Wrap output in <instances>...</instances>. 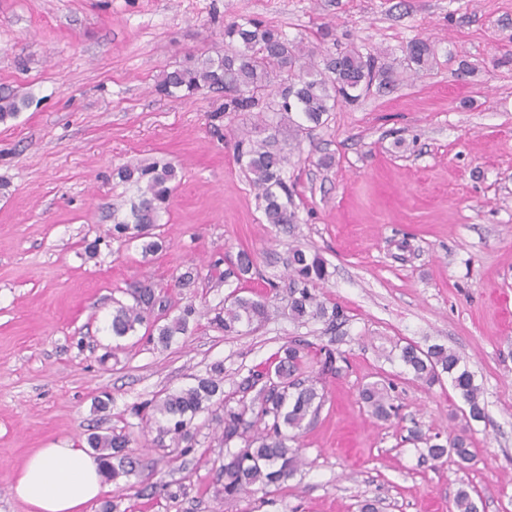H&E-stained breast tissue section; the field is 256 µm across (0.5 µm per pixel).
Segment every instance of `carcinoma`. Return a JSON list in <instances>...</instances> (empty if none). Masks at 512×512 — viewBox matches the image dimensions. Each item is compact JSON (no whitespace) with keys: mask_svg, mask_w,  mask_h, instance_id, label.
I'll return each instance as SVG.
<instances>
[{"mask_svg":"<svg viewBox=\"0 0 512 512\" xmlns=\"http://www.w3.org/2000/svg\"><path fill=\"white\" fill-rule=\"evenodd\" d=\"M305 48L288 40L277 28L264 21L247 18L224 25V54L191 57L188 62L164 71L155 85L163 95L178 91L192 96L203 90L224 91V111L253 112L268 135L260 140L245 137L238 141L236 162L248 175L261 203L266 222L275 226L294 224L295 210L288 196L282 171L288 158L278 142L279 126L269 113L298 114L301 122L316 126L340 103H353L367 96L375 80H393L394 73L377 66L376 59L355 47H345L321 55L318 62L306 60ZM407 66L414 71H427L434 62V49L423 39L411 41L405 49ZM29 104V98L0 94V122L17 115ZM119 178L137 188V201L124 218H113L112 234L142 241V251L149 253L158 244L151 240V230L161 221V213L175 186L176 169L168 162L127 166ZM288 278V310L297 323L321 321L331 327L342 317L341 310L331 308L316 294V285L325 280L326 264L317 253L299 247L291 248L286 259ZM132 303L119 304L112 310L108 330L123 338L134 334L148 323L160 302L153 282L145 279L129 289ZM268 300L257 294L244 297L238 290L224 298V307L215 312L211 323L226 333L239 328H257L267 317ZM196 309L189 305L163 325L154 326L157 343L168 346L174 337L188 331ZM308 346L292 342L275 353L273 361L261 370H251L239 385L241 398L236 405L224 398V367L212 365L195 384L155 397L144 404L145 418L158 424L159 436L169 437L186 448L193 447V421L214 407L222 428L226 454L220 466L217 494L224 501L235 500L252 489L264 490L279 485L304 465L299 441L304 422L314 418L323 404V394L315 377L299 378ZM321 373L339 372L338 363L346 361L339 351L318 349ZM399 359L413 377L433 385L448 375L453 388L462 398L465 422L484 418L481 388L459 354L442 345L423 349L406 344L400 347ZM392 383L373 382L362 388L360 398L368 413L377 419H388L395 411ZM241 442L233 450L231 444ZM87 444L103 465L106 478L116 481L136 472L137 460L132 456L131 439L125 433H91ZM424 456L440 461L453 455L459 464L472 461L473 454L462 434L448 438L447 444L425 439ZM456 512H478V505L465 488L454 497Z\"/></svg>","mask_w":512,"mask_h":512,"instance_id":"obj_1","label":"carcinoma"}]
</instances>
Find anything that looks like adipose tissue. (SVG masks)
<instances>
[{
  "mask_svg": "<svg viewBox=\"0 0 512 512\" xmlns=\"http://www.w3.org/2000/svg\"><path fill=\"white\" fill-rule=\"evenodd\" d=\"M106 488L96 456L71 445L41 448L31 454L12 493L31 512H85Z\"/></svg>",
  "mask_w": 512,
  "mask_h": 512,
  "instance_id": "obj_1",
  "label": "adipose tissue"
}]
</instances>
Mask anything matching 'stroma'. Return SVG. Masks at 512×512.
<instances>
[{
    "mask_svg": "<svg viewBox=\"0 0 512 512\" xmlns=\"http://www.w3.org/2000/svg\"><path fill=\"white\" fill-rule=\"evenodd\" d=\"M243 18L319 52L359 45L399 73L319 127L281 124L297 215L285 228L266 222L235 159L253 113L222 112L220 92L155 90L188 55L223 51L225 22ZM415 39L436 57L418 74L403 63ZM3 89L30 102L0 123V512H29L11 486L32 452L111 431L131 434L139 460L106 494L117 512H358L366 498L380 512H454L462 487L480 512H512V0H0ZM154 160L177 178L147 254L109 230L136 194L118 168ZM294 246L326 260L317 290L341 325L289 319ZM243 250L252 279L225 277ZM143 279L163 299L160 321L199 311L169 348L105 328ZM235 289L271 305L256 330L227 335L209 319ZM294 341L347 358L337 374L302 367L325 396L301 437L305 465L224 502L212 415L187 451L159 446L135 409L218 362L237 397L249 370ZM409 342L464 358L485 420L465 424L450 381L412 378L392 354ZM376 380L394 386L387 421L359 397ZM460 431L473 462L421 459L419 436Z\"/></svg>",
    "mask_w": 512,
    "mask_h": 512,
    "instance_id": "1",
    "label": "stroma"
}]
</instances>
